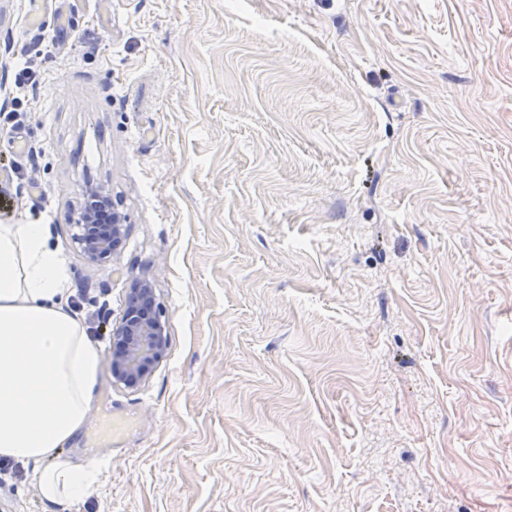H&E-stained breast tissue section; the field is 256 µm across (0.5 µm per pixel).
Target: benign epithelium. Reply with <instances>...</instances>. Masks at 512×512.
Returning a JSON list of instances; mask_svg holds the SVG:
<instances>
[{
	"label": "benign epithelium",
	"instance_id": "7a95c632",
	"mask_svg": "<svg viewBox=\"0 0 512 512\" xmlns=\"http://www.w3.org/2000/svg\"><path fill=\"white\" fill-rule=\"evenodd\" d=\"M101 189H89L74 217L73 239L90 263L114 255L124 239V218L116 211L106 220L99 212ZM167 351V333L154 289L147 282L133 287L121 320L112 329L109 347L112 376L128 387L140 385L157 367Z\"/></svg>",
	"mask_w": 512,
	"mask_h": 512
}]
</instances>
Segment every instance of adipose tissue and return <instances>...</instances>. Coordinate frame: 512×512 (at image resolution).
I'll return each instance as SVG.
<instances>
[{
	"instance_id": "adipose-tissue-1",
	"label": "adipose tissue",
	"mask_w": 512,
	"mask_h": 512,
	"mask_svg": "<svg viewBox=\"0 0 512 512\" xmlns=\"http://www.w3.org/2000/svg\"><path fill=\"white\" fill-rule=\"evenodd\" d=\"M65 266L45 225L0 224V458L34 463L50 512H70L101 475L62 454L82 431L102 361L66 310Z\"/></svg>"
}]
</instances>
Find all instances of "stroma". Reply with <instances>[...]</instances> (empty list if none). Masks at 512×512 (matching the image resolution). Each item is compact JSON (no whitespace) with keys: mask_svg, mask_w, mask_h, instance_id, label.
Returning <instances> with one entry per match:
<instances>
[{"mask_svg":"<svg viewBox=\"0 0 512 512\" xmlns=\"http://www.w3.org/2000/svg\"><path fill=\"white\" fill-rule=\"evenodd\" d=\"M0 0V224L46 225L109 347L72 512H512V0ZM125 217L88 263L86 189ZM131 420L101 440L113 415ZM0 512H48L5 461ZM132 291L121 320L112 328L109 347L112 376L127 387H136L151 375L168 345L154 289L138 282Z\"/></svg>","mask_w":512,"mask_h":512,"instance_id":"1","label":"stroma"}]
</instances>
